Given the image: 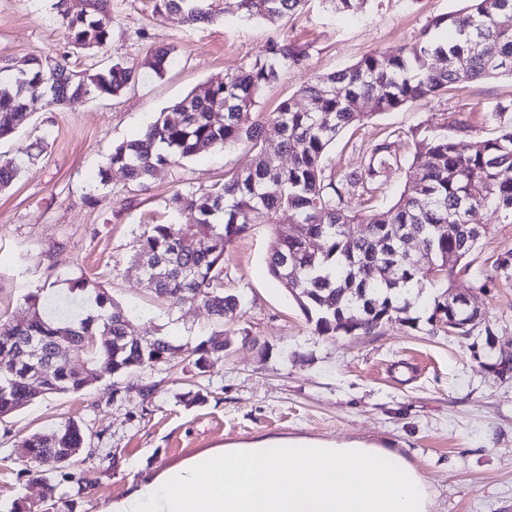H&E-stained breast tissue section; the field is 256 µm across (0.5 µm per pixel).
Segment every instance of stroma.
<instances>
[{"label": "stroma", "instance_id": "obj_1", "mask_svg": "<svg viewBox=\"0 0 512 512\" xmlns=\"http://www.w3.org/2000/svg\"><path fill=\"white\" fill-rule=\"evenodd\" d=\"M56 0H0V64L31 57L65 59L76 71L101 69L119 59L132 65L149 49L170 46L175 62L164 76L141 70L124 95L83 98L54 109L32 107L29 122L0 140V156L22 161L13 186L0 191V321L23 323V298L44 282L66 291L83 276L100 283L130 316L129 333H171L196 345L210 318L199 302L157 306L131 266L146 225L167 221L164 201L180 185L205 189L244 167L246 144L202 148L177 166L159 168L146 186L108 168L113 144L136 137L145 125L205 82L250 63L273 41L303 45L302 67L284 71L255 107L271 112L311 75L345 69L372 52L411 49L426 27L460 12L463 0H364L344 15L311 0L288 21L241 20L235 0H213L219 17L189 28L155 13V0H111L112 40L93 54L72 49L54 8ZM512 102V77L449 86L444 94L373 115L337 136L325 159L326 174L360 163L378 140L390 138L398 165L387 170L370 200L354 195L348 209L389 207L411 174L410 135L421 127L468 148L497 134L492 109ZM280 225L256 224L225 255L228 285L244 291L239 318L226 323L228 347L210 358L205 373L192 362L160 365L146 376L158 385L142 399L136 377L102 371L99 382L76 394L49 395L0 419V500H39L41 485L25 475L14 449L56 423L76 420L86 436L101 435L103 449L76 462L85 485L65 482L61 492L74 512H101L147 471H160L210 449L260 438L361 440L401 449L429 481L432 512H512V378L485 372L469 339L382 324L370 336H321L294 298L269 275L268 242ZM512 248V224L492 223L456 275L452 293L466 295L484 314L497 352L512 354V281L475 292L477 274L492 271ZM207 393L186 404L188 391Z\"/></svg>", "mask_w": 512, "mask_h": 512}]
</instances>
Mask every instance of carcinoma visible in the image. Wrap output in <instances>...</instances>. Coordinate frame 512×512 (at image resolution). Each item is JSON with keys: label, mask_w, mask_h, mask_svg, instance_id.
Wrapping results in <instances>:
<instances>
[{"label": "carcinoma", "mask_w": 512, "mask_h": 512, "mask_svg": "<svg viewBox=\"0 0 512 512\" xmlns=\"http://www.w3.org/2000/svg\"><path fill=\"white\" fill-rule=\"evenodd\" d=\"M308 0H237L243 20L271 23L292 18ZM464 11L437 19L433 26L452 27L442 40L423 39L410 51L374 52L338 72L311 76L293 95L281 100L266 120L252 118L264 89L282 71L306 57L292 42H271L246 67L189 93L148 122L140 135L112 148L108 164L142 185L160 166L191 158L200 148L247 142L249 166L206 189H177L165 208L178 220L148 224L139 235L132 266L157 300L174 307L187 299L199 301L210 315L212 337L190 348L170 335L140 342L125 339L130 320L125 310L95 282L80 277L68 293L39 288L24 297L28 320L19 325L0 322V419L12 416L52 394H74L98 381L95 369L105 361L114 375H140L160 364L194 357L203 372L213 356L224 355V324L238 317L245 295L226 287L224 254L252 224L279 223L288 213L293 232L275 231L267 251L270 276L285 288L322 336H369L385 321L408 328L409 316L423 290L446 283V290L425 303L427 322L438 331L451 316L459 317L455 334L473 336L481 323L479 310L458 303L448 293L460 263L489 232L483 214L491 211L502 224H512V180L500 177L512 169V119L497 136L477 138L465 151L440 134L415 141L411 168L398 199L383 210L351 211L344 197L370 193L396 158L391 142L374 144L360 165L335 178L325 176V156L343 130L371 116L360 111L368 101L377 113L436 97L451 84L512 75V29L501 27L500 16L512 13V0H466ZM109 0H88L87 9L61 16L70 43L93 51L111 40ZM161 16H175L193 27L215 16L211 0H155ZM172 49L150 51L140 66L115 62L97 71H75L65 60L34 57L26 67H0V139L29 119L26 105L33 96L59 108L77 96L116 98L138 79L139 68L163 75ZM280 138L281 152L291 158L283 166L264 148L265 125ZM14 159H0V190L21 173ZM416 237L423 253L408 256L405 239ZM313 240L319 249L310 248ZM492 281L512 280V248L492 263ZM40 343L54 358V368L40 392L29 389L25 366L12 355L23 342ZM70 343L87 354L78 369L59 357V344ZM80 425L71 419L44 433H35L16 448L32 463L28 477L46 478L42 503L13 500L8 512H53L60 501V482L81 454L95 449Z\"/></svg>", "instance_id": "obj_1"}]
</instances>
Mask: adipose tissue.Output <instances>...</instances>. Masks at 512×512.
<instances>
[{
  "label": "adipose tissue",
  "mask_w": 512,
  "mask_h": 512,
  "mask_svg": "<svg viewBox=\"0 0 512 512\" xmlns=\"http://www.w3.org/2000/svg\"><path fill=\"white\" fill-rule=\"evenodd\" d=\"M424 475L396 448L260 439L150 472L103 512H430Z\"/></svg>",
  "instance_id": "obj_1"
}]
</instances>
